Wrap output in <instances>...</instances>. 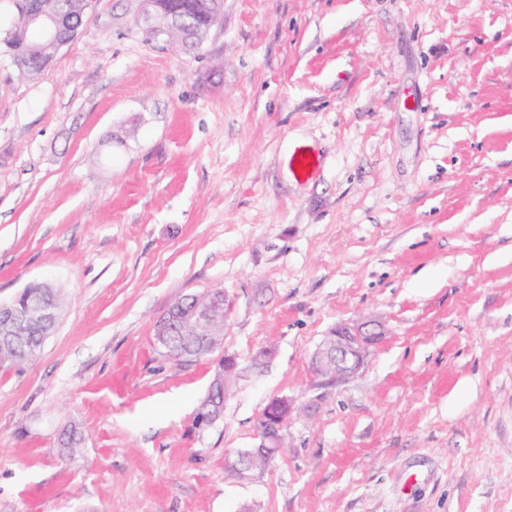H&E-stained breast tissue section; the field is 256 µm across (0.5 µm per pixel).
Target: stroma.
Here are the masks:
<instances>
[{
    "mask_svg": "<svg viewBox=\"0 0 512 512\" xmlns=\"http://www.w3.org/2000/svg\"><path fill=\"white\" fill-rule=\"evenodd\" d=\"M34 280L65 306L0 368V512H512V0H224L194 54L93 0L35 79L0 63V299ZM209 288L240 376L202 427L218 359L153 327ZM363 314L385 336L321 384ZM276 397L281 454L225 478ZM320 158L307 149H296L289 158V167L300 180L308 179L320 166ZM301 167V170H298ZM383 333V325L377 319L337 327L315 352L311 362L314 373L327 383L355 374L363 365L369 346Z\"/></svg>",
    "mask_w": 512,
    "mask_h": 512,
    "instance_id": "1",
    "label": "stroma"
}]
</instances>
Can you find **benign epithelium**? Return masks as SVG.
<instances>
[{"instance_id":"7a95c632","label":"benign epithelium","mask_w":512,"mask_h":512,"mask_svg":"<svg viewBox=\"0 0 512 512\" xmlns=\"http://www.w3.org/2000/svg\"><path fill=\"white\" fill-rule=\"evenodd\" d=\"M136 15L141 29L151 32L158 40L179 25V15L172 13L163 25L157 22L155 0H135ZM14 17L5 30L7 36L22 37L23 33L35 29L45 42L60 43L62 27L66 18L55 9L48 7L45 0H14ZM210 301L199 303L195 296H186L171 309L170 319L163 322L164 334L171 329L185 330L190 327L197 336L211 335V325L218 312L228 313V300L222 292L209 293ZM58 319L56 306L44 303L17 305V301L0 300V350L18 346V338L29 335L34 328L45 335L53 333ZM383 335V325L377 319L347 323L333 330L322 342L312 359L314 373L328 383L343 380L355 374L363 365L369 346ZM262 447H282L285 424L278 417L268 414L261 418Z\"/></svg>"}]
</instances>
